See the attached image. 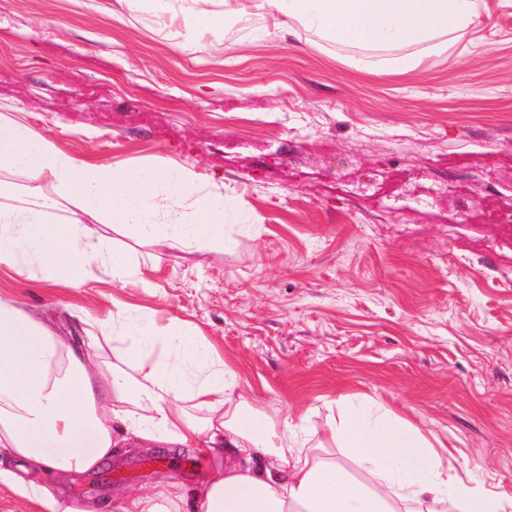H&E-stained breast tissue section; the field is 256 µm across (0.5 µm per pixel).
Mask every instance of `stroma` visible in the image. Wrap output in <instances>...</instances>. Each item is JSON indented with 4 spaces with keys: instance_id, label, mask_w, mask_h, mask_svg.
Instances as JSON below:
<instances>
[{
    "instance_id": "obj_1",
    "label": "stroma",
    "mask_w": 512,
    "mask_h": 512,
    "mask_svg": "<svg viewBox=\"0 0 512 512\" xmlns=\"http://www.w3.org/2000/svg\"><path fill=\"white\" fill-rule=\"evenodd\" d=\"M446 57L390 76L304 29L227 22L187 40L117 0H0V104L105 161H170L224 187V248L134 243L141 280L71 290L0 265V297L81 335L129 305L178 318L270 415L321 432L366 395L437 437L463 481L512 491V0ZM443 192L420 207L429 185ZM210 460L124 454L68 477L115 497Z\"/></svg>"
}]
</instances>
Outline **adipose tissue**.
I'll list each match as a JSON object with an SVG mask.
<instances>
[{
    "label": "adipose tissue",
    "mask_w": 512,
    "mask_h": 512,
    "mask_svg": "<svg viewBox=\"0 0 512 512\" xmlns=\"http://www.w3.org/2000/svg\"><path fill=\"white\" fill-rule=\"evenodd\" d=\"M254 2L274 33L302 27L353 49L356 70L388 75L443 56L480 18L477 0ZM224 215L223 193L194 169L67 151L18 109L0 111V263L18 273L77 288L97 267L125 281L139 263L112 249L107 228L209 251L224 245ZM238 386L178 319L160 331L125 306L78 340L0 297V485L41 512H512L511 492L452 475L439 448L377 400L348 401L320 438L267 416L236 396ZM129 444L194 448L217 470L191 487H142L116 505L55 485L54 476L93 470Z\"/></svg>",
    "instance_id": "ef3b65f1"
}]
</instances>
